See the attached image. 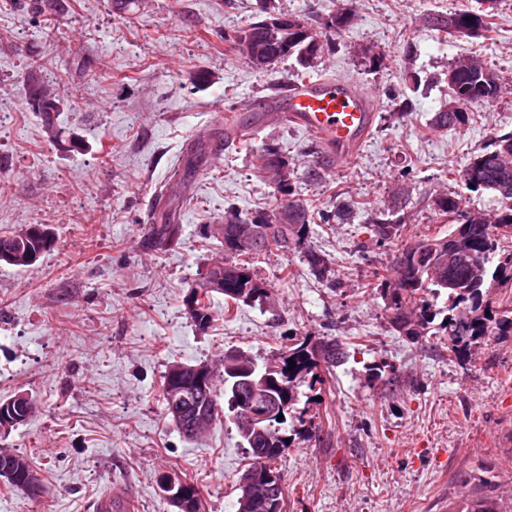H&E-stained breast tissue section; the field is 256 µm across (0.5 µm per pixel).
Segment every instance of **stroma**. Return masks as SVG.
Here are the masks:
<instances>
[{"instance_id":"1","label":"stroma","mask_w":512,"mask_h":512,"mask_svg":"<svg viewBox=\"0 0 512 512\" xmlns=\"http://www.w3.org/2000/svg\"><path fill=\"white\" fill-rule=\"evenodd\" d=\"M0 0V235L46 224L53 247L36 264H0V398L31 394L32 418L0 448L27 456L43 479L40 498L0 489V512H96L114 488L126 512H169L158 478L175 472L201 491L202 512H235L246 448L231 422L188 442L166 418L167 365L215 362L242 350L271 360L292 340L335 337L349 358L303 389V423L276 466L285 512H454L469 496L499 499L512 512V336L481 344L459 366L446 340L395 332L367 283L388 268L392 246L376 245L367 201L405 193L401 241L447 236L434 200L460 197L495 208L457 169L494 133L512 131V0H499L491 39L427 28L432 13L475 0H275L325 42L314 67L295 58L253 70L231 36L262 15L263 0ZM354 20L341 34L325 23L337 9ZM383 58L366 66L360 51ZM480 57L506 84L469 123L436 130L428 121L450 99L448 67ZM209 80L193 83L197 71ZM351 79L375 113L349 159L324 152L296 124L263 114L278 89L303 79ZM60 108L45 120L30 87ZM411 101L413 109L400 106ZM243 106L246 139L194 170L180 162L196 135L216 139L223 108ZM266 146L287 158L289 194L253 166ZM319 169L320 179L308 176ZM180 216L177 244L144 248L148 214L162 185ZM302 200L317 220L309 246L325 259L311 271L297 249L272 247L257 264L270 307L210 301L199 328L185 297L224 255L214 232L228 210L245 215ZM352 206L349 223L335 220Z\"/></svg>"}]
</instances>
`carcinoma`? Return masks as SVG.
Returning a JSON list of instances; mask_svg holds the SVG:
<instances>
[{"instance_id":"carcinoma-1","label":"carcinoma","mask_w":512,"mask_h":512,"mask_svg":"<svg viewBox=\"0 0 512 512\" xmlns=\"http://www.w3.org/2000/svg\"><path fill=\"white\" fill-rule=\"evenodd\" d=\"M497 0H478L480 8L460 10L454 13H434L427 16L429 28L450 35L486 38L491 32ZM353 16L339 10L325 22V27L339 32L350 26ZM254 41L263 52L269 65L294 56L304 68L314 65L324 52V43L313 34L302 20L293 18L288 25H266L253 34ZM456 73L450 85L452 97L460 99L461 111L450 112L445 108L434 113V128L460 126L468 122L472 109L501 93L502 85L495 74L478 57L458 60L449 66ZM254 166L269 178L278 193L289 190V181L276 179L275 167L288 166L276 150L265 147L254 154ZM459 178L475 190H489L495 194L500 207L493 212H474L466 208L460 198L441 195L435 200L441 217L452 219L453 226L465 228V243L461 259L448 268L442 258L448 254V240L438 235H425L412 243L397 248L390 273L373 274V285L389 311L391 327L401 335L412 339L423 336L438 315H443L438 335L448 343L449 356L458 362L469 361L471 350L478 344L497 336L512 335V300L495 303L488 297L492 286L512 293V248L502 241L512 240V132H497L479 154L471 157L457 171ZM406 199L396 198L395 205L387 211H378L369 219L371 232L376 241L385 244L395 242L400 236L401 217ZM280 211L274 209L250 219L256 228L271 230L261 233L248 242L246 247L233 253L224 250V288L210 289L208 268L197 283L190 286L186 296L191 319L200 327L212 320L209 302L212 294L224 295L226 303L248 306H264L270 301L269 289L257 278L255 263L260 255L273 246L299 247L308 237L313 217L305 206L294 200L288 202V223H278ZM151 236L145 240V248L169 245L177 240L178 225L174 214L156 201L153 209ZM54 245V236L44 224H30L24 229L0 235V263L27 268L34 265L41 255ZM447 295L445 311L434 308L429 295ZM347 358V347L335 338L316 343L302 339L289 346L270 362L260 364L247 353L235 350L224 352L217 364L199 362L197 366L209 374V385L201 392L189 373L175 374L180 367L172 363L162 376L164 410L170 421L181 419L178 433L194 442L209 427L224 418L233 420L244 447L248 448L249 467L262 474L275 472L274 464L289 447L288 415L294 410L301 387L313 388L322 381L320 371L336 366ZM294 368H289V360ZM251 379L261 390L253 397L239 395L233 388L234 372ZM280 405L282 420L272 417L259 427H245L248 413L264 401ZM8 410L10 424L0 421V434H7L23 425L36 409L35 400L28 394H15L0 399V408ZM32 466L19 454L0 451V481L9 489L19 490L28 481ZM274 510L258 500L249 507L236 502L237 512H283L285 486L272 489ZM458 512H501L498 502L490 497L468 498Z\"/></svg>"}]
</instances>
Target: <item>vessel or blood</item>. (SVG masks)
Listing matches in <instances>:
<instances>
[{
    "label": "vessel or blood",
    "instance_id": "b4317fda",
    "mask_svg": "<svg viewBox=\"0 0 512 512\" xmlns=\"http://www.w3.org/2000/svg\"><path fill=\"white\" fill-rule=\"evenodd\" d=\"M269 118L297 123L314 135L323 148L343 158L366 140L374 114L367 96L354 82L336 77L287 86Z\"/></svg>",
    "mask_w": 512,
    "mask_h": 512
}]
</instances>
